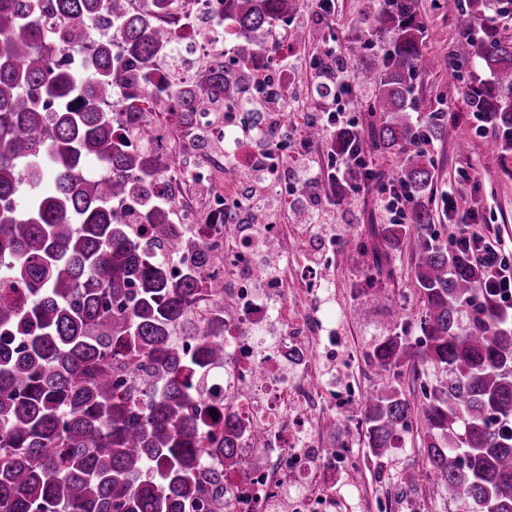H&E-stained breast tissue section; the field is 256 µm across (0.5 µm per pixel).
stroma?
<instances>
[{
	"instance_id": "1",
	"label": "stroma",
	"mask_w": 512,
	"mask_h": 512,
	"mask_svg": "<svg viewBox=\"0 0 512 512\" xmlns=\"http://www.w3.org/2000/svg\"><path fill=\"white\" fill-rule=\"evenodd\" d=\"M418 9L427 22L424 51L436 57L440 65L436 70L419 75L415 88L417 107L409 117L415 121L434 110L448 115V132L444 139L434 143L431 152L435 179L427 230L446 243L460 233V225L449 223L443 210L441 198L449 191L456 197L460 209L478 213L490 232L512 250V152L501 153L493 136L475 134L462 92L463 84L448 81L446 63L466 35L441 10L439 0H418ZM470 165L475 167L480 182L475 190L456 181L458 171ZM387 263L392 274L381 282L390 296L385 305L366 312L351 296V283L360 278L366 268L365 256L357 253L349 261L337 259L324 268L323 274L331 286L321 290L307 309L308 316L324 329L336 331L335 357H328L321 350L314 357L317 376L324 381L335 380L337 387L352 391L348 404L336 412L340 425L338 435H330L320 428L315 440L326 448L334 441L344 442L354 465L339 473L333 485H317L313 491L334 496L341 505L340 512H458L457 505L449 501L434 482L425 481L409 490L401 481L424 451L425 428L418 418L410 419L398 448L381 461L369 454L364 430L358 425L366 399L377 389L374 370L365 361L364 352L379 336L396 305L406 308L405 326L409 338L417 339L420 334L421 304L414 279L411 239H403L399 247L389 253Z\"/></svg>"
}]
</instances>
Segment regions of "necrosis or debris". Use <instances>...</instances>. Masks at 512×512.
<instances>
[{
    "label": "necrosis or debris",
    "instance_id": "1",
    "mask_svg": "<svg viewBox=\"0 0 512 512\" xmlns=\"http://www.w3.org/2000/svg\"><path fill=\"white\" fill-rule=\"evenodd\" d=\"M223 13L222 0H179L171 7L180 82L194 81L211 61H229V45L239 37L231 30L215 34L212 24ZM197 119L212 141L227 143L226 156L199 160L189 145L174 156L161 139L153 146L155 179L165 194L179 186L206 187L204 211L184 208L180 221L205 246L224 254L223 263L208 271L224 282V369L207 386L197 408L214 414L216 426H223L230 415L247 429L262 431L261 440L248 437L240 442L243 465L224 475L230 512H281L285 502L292 512H331L332 501L310 495L306 485L312 477L335 479L350 461L344 451L328 454L316 447L313 420L318 413H335L349 394L313 384L311 363L299 354L310 349L321 329L297 316L296 304L288 299L287 276L275 281L263 277L268 240L278 242L281 259L295 257L288 245V226L243 225L245 186L234 176L257 164L249 143L235 136L244 124H253L270 143L271 162L280 170L269 188L272 198L286 199L294 191L285 175L293 149L276 128L257 123L243 107L223 109L217 119L208 113Z\"/></svg>",
    "mask_w": 512,
    "mask_h": 512
}]
</instances>
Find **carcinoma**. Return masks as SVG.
<instances>
[{
	"mask_svg": "<svg viewBox=\"0 0 512 512\" xmlns=\"http://www.w3.org/2000/svg\"><path fill=\"white\" fill-rule=\"evenodd\" d=\"M170 0H149L132 16L123 0H0V512H182L191 501L206 512H227L224 495H198L240 465L241 426L224 419L215 432L196 412L209 373L224 365V319L203 318L191 305L224 299V281L204 280L202 268L222 256L210 252L177 222L174 198L158 195L151 155L156 137L138 116L118 135L112 103L126 87L149 95L154 109L176 108L173 141L211 148L196 113L220 112L248 101L249 58L277 42L278 21L298 0H224L221 33L235 25L248 37L235 45L238 64H216L190 86L150 81L162 52H177L165 21ZM493 0H443L456 27L483 28L448 61V79L462 81L460 65L475 59L489 74L465 86L473 112H485L503 144L512 142V34L490 11ZM68 19L66 43L85 49V70L60 65V48L44 16ZM111 35L90 41L88 22ZM363 24L386 39L385 48L360 60L352 85L369 117L368 133L340 128L331 147L369 142L378 153L399 154L392 178L414 197L435 176L434 159L406 150L415 125L410 100L420 72L437 66L423 52L426 25L416 0H368ZM126 64L113 62L112 42ZM295 46L325 41V34L288 30ZM142 147L133 149L128 140ZM94 162L111 168L106 179L88 173ZM344 178L303 185L339 204L348 225L347 246L369 256L368 284L391 275L383 256L408 231L415 234V280L420 292L422 339L408 342L397 315L366 357L379 390L363 422L372 455L398 448L410 414L426 427V453L405 475L407 487L432 480L463 512H512V326L495 297L482 287L472 255L450 250L425 231L430 211L414 204L409 223L372 231L368 249L352 219L358 198ZM51 180L55 189L42 190ZM138 202L135 217L122 210ZM149 234L163 251L185 260L170 277L164 256L145 247ZM388 301L381 288L363 289L368 309ZM202 337L191 353L176 334ZM428 365L434 386L420 385L409 399L394 373L407 362ZM224 457L223 470L206 468V456Z\"/></svg>",
	"mask_w": 512,
	"mask_h": 512,
	"instance_id": "1",
	"label": "carcinoma"
}]
</instances>
